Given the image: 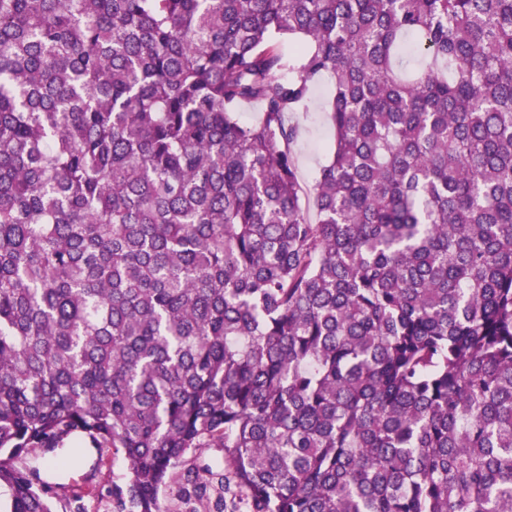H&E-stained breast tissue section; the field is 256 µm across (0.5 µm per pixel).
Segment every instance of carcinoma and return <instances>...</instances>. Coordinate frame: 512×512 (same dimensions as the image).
Listing matches in <instances>:
<instances>
[{
	"label": "carcinoma",
	"mask_w": 512,
	"mask_h": 512,
	"mask_svg": "<svg viewBox=\"0 0 512 512\" xmlns=\"http://www.w3.org/2000/svg\"><path fill=\"white\" fill-rule=\"evenodd\" d=\"M2 489L512 512V0H0ZM330 97V85L326 79L316 82L310 112L301 118V133L294 145L299 177L305 187V203L308 216L314 211L309 188L318 177L322 166L330 159L333 133L326 117V106ZM125 472L126 468L123 460L121 458H111L110 463L102 467L100 474H97L95 481L106 489L112 486L113 483H123Z\"/></svg>",
	"instance_id": "obj_1"
}]
</instances>
